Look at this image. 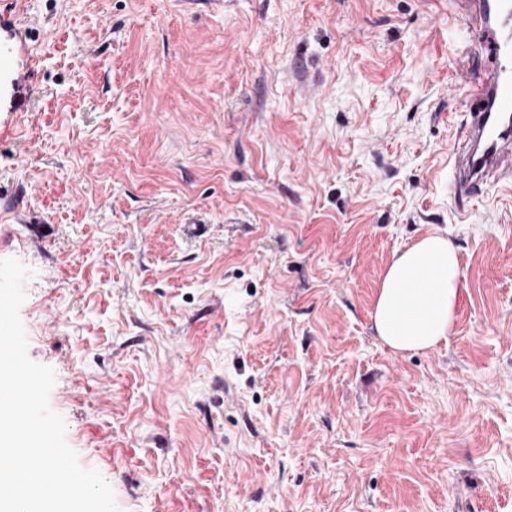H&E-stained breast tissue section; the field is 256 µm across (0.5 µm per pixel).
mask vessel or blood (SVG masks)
Here are the masks:
<instances>
[{"label": "vessel or blood", "mask_w": 512, "mask_h": 512, "mask_svg": "<svg viewBox=\"0 0 512 512\" xmlns=\"http://www.w3.org/2000/svg\"><path fill=\"white\" fill-rule=\"evenodd\" d=\"M479 21L477 44L490 65L469 94L485 107L472 113L463 144L454 151V199L464 206L501 180H512V134L502 130L496 112H512V0H463ZM24 25L0 14V69L10 71L11 88L21 87L33 64L22 56Z\"/></svg>", "instance_id": "vessel-or-blood-1"}]
</instances>
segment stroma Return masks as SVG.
Returning <instances> with one entry per match:
<instances>
[{"instance_id":"stroma-1","label":"stroma","mask_w":512,"mask_h":512,"mask_svg":"<svg viewBox=\"0 0 512 512\" xmlns=\"http://www.w3.org/2000/svg\"><path fill=\"white\" fill-rule=\"evenodd\" d=\"M0 259L50 408L120 512H512V182L451 146L487 68L457 0H28ZM440 232L447 345L370 312Z\"/></svg>"}]
</instances>
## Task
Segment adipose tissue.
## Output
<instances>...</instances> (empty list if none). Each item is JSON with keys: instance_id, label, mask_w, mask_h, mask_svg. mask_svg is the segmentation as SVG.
Segmentation results:
<instances>
[{"instance_id": "ef3b65f1", "label": "adipose tissue", "mask_w": 512, "mask_h": 512, "mask_svg": "<svg viewBox=\"0 0 512 512\" xmlns=\"http://www.w3.org/2000/svg\"><path fill=\"white\" fill-rule=\"evenodd\" d=\"M462 293L456 248L443 235H424L394 253L372 306V327L394 351L433 349L447 342Z\"/></svg>"}]
</instances>
